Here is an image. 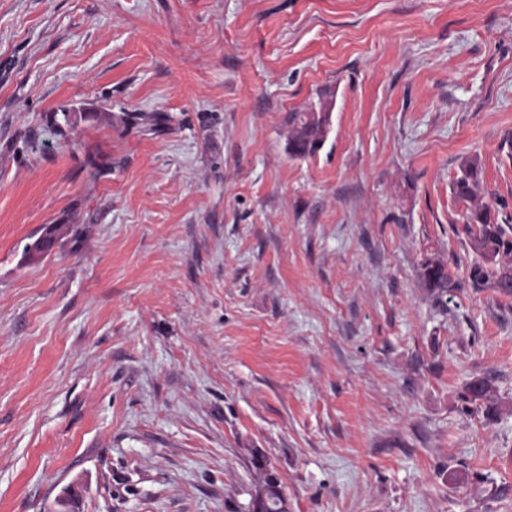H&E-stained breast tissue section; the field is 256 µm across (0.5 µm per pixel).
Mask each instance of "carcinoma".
<instances>
[{
    "instance_id": "cac0c4a2",
    "label": "carcinoma",
    "mask_w": 512,
    "mask_h": 512,
    "mask_svg": "<svg viewBox=\"0 0 512 512\" xmlns=\"http://www.w3.org/2000/svg\"><path fill=\"white\" fill-rule=\"evenodd\" d=\"M285 121L291 130L288 155L305 159L315 155L323 145L329 125V112H290ZM483 169L480 158L464 159L452 182L454 196L470 203L463 213L462 231L466 234L474 261L468 266L467 283L481 290L494 288L504 295H512V217H499L493 204L483 201ZM420 275L436 299L443 300L454 287L443 261L427 258ZM464 399L492 414L497 410V399L492 381L476 379L466 388ZM252 464L263 471L261 488L251 496L249 512H288V497L280 480L270 469L265 456L256 452Z\"/></svg>"
}]
</instances>
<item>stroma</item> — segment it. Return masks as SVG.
<instances>
[{
  "label": "stroma",
  "instance_id": "stroma-1",
  "mask_svg": "<svg viewBox=\"0 0 512 512\" xmlns=\"http://www.w3.org/2000/svg\"><path fill=\"white\" fill-rule=\"evenodd\" d=\"M510 138L512 0H0V512H512ZM285 121L291 130L288 155L292 159L314 156L323 145L329 125V112H288ZM483 169L480 158L464 159L452 182L454 196L470 203L463 213L466 234L474 261L468 266L467 283L481 290L494 288L512 295V217L499 219L493 204L483 201ZM420 275L436 299L441 302L448 295V290L455 288L448 273L447 265L442 260L432 257L426 258L421 265ZM464 399L467 402L479 405L481 409H484L486 415L492 414L497 410L494 386L492 381L488 378L472 381L466 388ZM252 464L263 471L264 484L251 496L249 512H288V497L281 487L279 478L270 469L265 456L255 452L252 456Z\"/></svg>",
  "mask_w": 512,
  "mask_h": 512
}]
</instances>
